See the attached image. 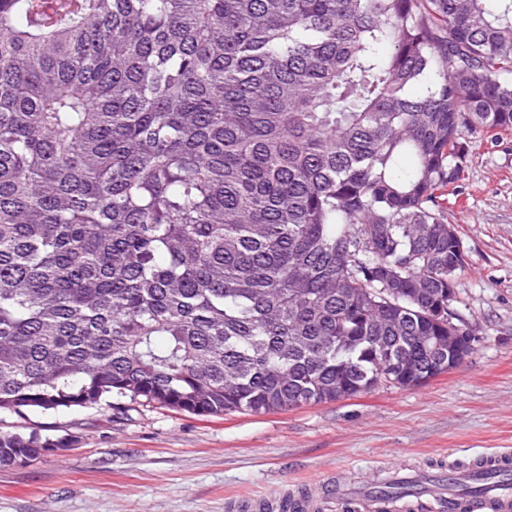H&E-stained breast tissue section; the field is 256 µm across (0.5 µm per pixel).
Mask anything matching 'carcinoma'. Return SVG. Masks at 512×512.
Wrapping results in <instances>:
<instances>
[{
  "label": "carcinoma",
  "mask_w": 512,
  "mask_h": 512,
  "mask_svg": "<svg viewBox=\"0 0 512 512\" xmlns=\"http://www.w3.org/2000/svg\"><path fill=\"white\" fill-rule=\"evenodd\" d=\"M509 130L512 0H0V412L422 385L473 332L464 136Z\"/></svg>",
  "instance_id": "obj_1"
}]
</instances>
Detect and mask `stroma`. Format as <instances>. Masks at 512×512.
Masks as SVG:
<instances>
[{"label":"stroma","mask_w":512,"mask_h":512,"mask_svg":"<svg viewBox=\"0 0 512 512\" xmlns=\"http://www.w3.org/2000/svg\"><path fill=\"white\" fill-rule=\"evenodd\" d=\"M467 265L453 304L478 341L428 384L380 383L356 397L266 415L195 416L125 401L0 415V431L43 432L68 449L0 467V512H227L333 472L362 486L389 468L447 471L512 451V131L471 136L448 197Z\"/></svg>","instance_id":"35a3bbf8"}]
</instances>
